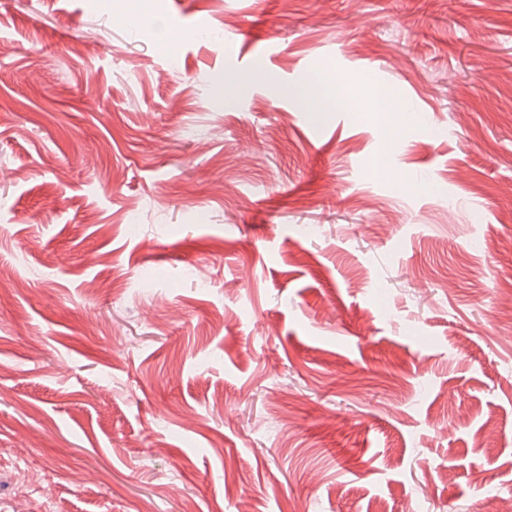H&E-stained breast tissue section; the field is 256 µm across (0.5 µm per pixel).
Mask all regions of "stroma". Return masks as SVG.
<instances>
[{"label":"stroma","instance_id":"35a3bbf8","mask_svg":"<svg viewBox=\"0 0 512 512\" xmlns=\"http://www.w3.org/2000/svg\"><path fill=\"white\" fill-rule=\"evenodd\" d=\"M500 496L512 0H0V512ZM368 110H369V112H386L383 115L382 122H383V127L385 128L387 133H386L384 143H383V151L381 152V154L385 155L391 149L395 136L398 135L400 132L399 128L395 124V119H394L393 113H392L394 111L391 108H389L388 106L381 104V103L373 104V105L369 106ZM381 154L378 157H376L375 161H374V166L377 169L384 165L385 157H384V155H381Z\"/></svg>","mask_w":512,"mask_h":512}]
</instances>
